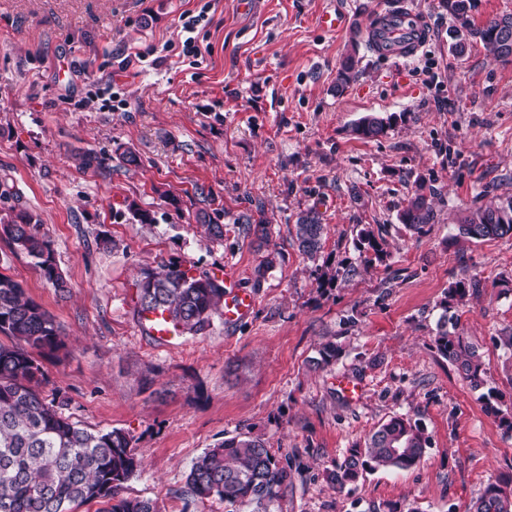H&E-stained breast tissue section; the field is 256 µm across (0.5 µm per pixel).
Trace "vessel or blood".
Segmentation results:
<instances>
[{"mask_svg":"<svg viewBox=\"0 0 512 512\" xmlns=\"http://www.w3.org/2000/svg\"><path fill=\"white\" fill-rule=\"evenodd\" d=\"M371 48L377 55L408 59L415 56L429 41L431 30L427 17L414 9L410 0H391L377 16V23L368 31ZM224 285L228 293L224 300V320L234 323L252 309L250 292L236 288L233 270H225Z\"/></svg>","mask_w":512,"mask_h":512,"instance_id":"b4317fda","label":"vessel or blood"}]
</instances>
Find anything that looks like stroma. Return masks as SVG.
Instances as JSON below:
<instances>
[{"instance_id": "1", "label": "stroma", "mask_w": 512, "mask_h": 512, "mask_svg": "<svg viewBox=\"0 0 512 512\" xmlns=\"http://www.w3.org/2000/svg\"><path fill=\"white\" fill-rule=\"evenodd\" d=\"M411 2L430 41L396 63L360 45L340 94V60L387 0H255L247 13L212 0L197 65L174 51L154 58L179 41L178 17L198 0H0V211L39 216L69 291L3 237L0 274L67 343L41 358L64 414L133 436L142 468L121 497L159 512H224L185 496L186 477L205 449L240 432L302 467L280 512H470L488 482L512 481V435L486 411L491 402L512 414V352L499 341L512 332V238L458 231L470 211L512 195V61L476 42L456 53L443 0ZM325 10L341 14L340 30L319 27ZM132 49L150 66H123ZM369 113L391 127L358 138L353 126ZM129 150L137 164H126ZM87 152L100 168H81ZM421 185L435 191L434 222L417 237L398 214ZM310 208L326 226L314 260L295 237ZM200 209L218 217L223 240L197 224ZM262 215L270 235L260 241L246 221ZM366 227L386 252L369 266L357 237ZM168 262L196 274L231 268L254 296L250 314L156 339L135 314V283ZM345 266L357 275L325 283ZM464 278L478 292L451 295ZM445 313L478 344L485 387L471 388L435 349ZM328 340L341 357L311 369ZM340 374L362 382L359 401L337 393ZM394 416L424 425L421 461L335 489L328 472ZM363 31L358 29L352 41V51L343 57L336 74V91L343 93L355 78V69L358 64L356 52L359 44L358 37H362Z\"/></svg>"}]
</instances>
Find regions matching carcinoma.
<instances>
[{"label":"carcinoma","mask_w":512,"mask_h":512,"mask_svg":"<svg viewBox=\"0 0 512 512\" xmlns=\"http://www.w3.org/2000/svg\"><path fill=\"white\" fill-rule=\"evenodd\" d=\"M470 0H448V12L457 33L478 39L495 58H512V14L495 16L482 25L470 17ZM357 31L352 51L343 57L336 74L341 94L355 78L358 64ZM390 122L367 115L354 126L362 139L386 134ZM400 221L421 236L434 220L427 196L417 191L399 215ZM210 238L224 239V225L201 209L197 213ZM459 232L477 240L512 238V195L474 209L459 225ZM0 234L18 250L36 260L46 280L60 292L67 284L57 268L51 241L41 232V221L21 210L0 218ZM325 225L319 213L309 209L296 222L299 251L314 259L323 248ZM359 242L374 258L384 251L373 231L362 229ZM136 315L166 314L181 333L202 335L224 316V280L208 273L195 275L176 263L163 265L159 273L145 272L136 283ZM0 334L11 344H0V512H74L94 499L108 504L104 512H158L151 499L118 497L123 484L141 466L129 433L91 431L60 412L64 401L47 395L46 372L34 352L54 353L65 347L53 318L25 296L10 278L0 275ZM436 350L455 365L463 379L478 389L486 383L487 368L479 348L456 332L448 331L443 316L433 339ZM329 341L318 350L315 366H329L341 355ZM430 437L421 422L396 416L381 424L364 447L349 451L328 480L340 490L377 469L407 470L420 462ZM300 470L281 461L264 440L247 433L228 437L205 449L186 477L185 493L192 499L217 500L224 512H276V505L292 486ZM472 512H512V492L497 482L488 483L472 505Z\"/></svg>","instance_id":"carcinoma-1"}]
</instances>
